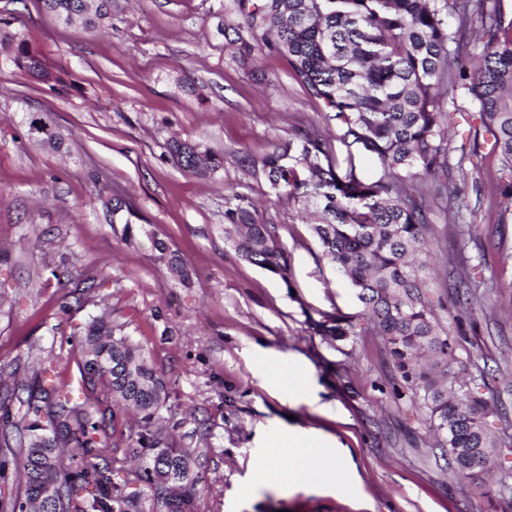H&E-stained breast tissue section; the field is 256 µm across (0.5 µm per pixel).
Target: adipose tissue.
Returning a JSON list of instances; mask_svg holds the SVG:
<instances>
[{
  "mask_svg": "<svg viewBox=\"0 0 512 512\" xmlns=\"http://www.w3.org/2000/svg\"><path fill=\"white\" fill-rule=\"evenodd\" d=\"M268 439L273 454L257 457L253 470L258 480L278 487L317 488L341 485L348 480V469L340 448L326 446L314 432L275 429Z\"/></svg>",
  "mask_w": 512,
  "mask_h": 512,
  "instance_id": "ef3b65f1",
  "label": "adipose tissue"
}]
</instances>
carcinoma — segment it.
<instances>
[{"instance_id": "1", "label": "carcinoma", "mask_w": 512, "mask_h": 512, "mask_svg": "<svg viewBox=\"0 0 512 512\" xmlns=\"http://www.w3.org/2000/svg\"><path fill=\"white\" fill-rule=\"evenodd\" d=\"M242 22L227 20L224 37L243 55L267 50L288 59L291 75L341 123L338 140L374 158L382 175L360 178L354 165L342 171L331 140L313 125L294 129L283 146L245 162L259 169L270 188L311 208V225L322 255L355 290L399 374L402 388L421 400L436 438L435 447L457 472H468L467 452L511 448L487 422V401L470 391L455 367L462 320L444 329L427 296V236L431 234L426 191L406 192L409 181L448 172L450 115L443 98L459 93L477 110L488 154L499 161L494 183L502 199L500 223L512 216V17L501 0H235ZM57 17L75 18L94 30L112 18V0H43ZM479 27L471 25L473 13ZM482 43L478 65H454L471 36ZM0 54L39 79L50 78L42 59L17 34L0 30ZM31 127L42 142L60 134L43 119ZM173 160L185 171L210 176L224 155L199 143L174 140ZM224 219L234 227L233 246L246 262L287 279L288 256L275 226L259 223L252 204L225 197ZM160 258L182 282L185 265L155 242ZM75 347L81 355V390L104 389L117 405L139 410L140 441L149 450H129L142 465L133 479L114 478L107 427L114 413L78 404L71 390L38 369L24 386V411L12 417L1 403L0 465L16 463L23 497L8 512H185L197 482L193 450L178 448L153 429L168 398L165 385L139 349L112 336L105 317L89 321ZM57 425L42 439L40 423ZM54 487L49 503L43 484Z\"/></svg>"}]
</instances>
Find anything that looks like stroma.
I'll return each mask as SVG.
<instances>
[{
	"label": "stroma",
	"instance_id": "1",
	"mask_svg": "<svg viewBox=\"0 0 512 512\" xmlns=\"http://www.w3.org/2000/svg\"><path fill=\"white\" fill-rule=\"evenodd\" d=\"M234 0H112L101 29L65 23L42 0H0V21L20 32L53 76L44 82L0 55V399L19 410L20 382L32 368L54 365L57 382L77 388L78 352L62 357L94 317L107 314L115 335L138 345L164 382L168 399L158 428L177 447L195 449V512H512V485L502 486L512 455L493 458L479 477L453 473L424 414L396 396L399 377L383 336L311 233L300 203L276 196L262 172L244 166L287 143L297 125L334 137L338 161L377 178L369 156L348 153L323 104L289 74L286 58L245 56L219 26L235 18ZM61 132L53 148L29 132L33 117ZM198 141L224 155L211 177L181 169L172 139ZM496 158L483 154L452 180L429 183L434 233L428 261L431 298L443 325L455 317L477 328L457 354L467 375L488 368L481 394L488 421L512 436V224L499 221L492 189ZM470 203L449 216L448 191ZM256 207L277 227L288 277L242 260L224 221V195ZM119 195L133 210L134 243L113 223L106 201ZM163 240L186 264L180 282L153 246ZM480 282L481 298L453 300L456 257ZM67 264L72 280L52 272ZM355 332L320 335L323 323ZM307 370L308 397L295 402L274 365ZM327 436L353 473L350 487L324 492L239 488L265 453L269 426ZM140 428L118 414L112 455L117 478Z\"/></svg>",
	"mask_w": 512,
	"mask_h": 512
}]
</instances>
